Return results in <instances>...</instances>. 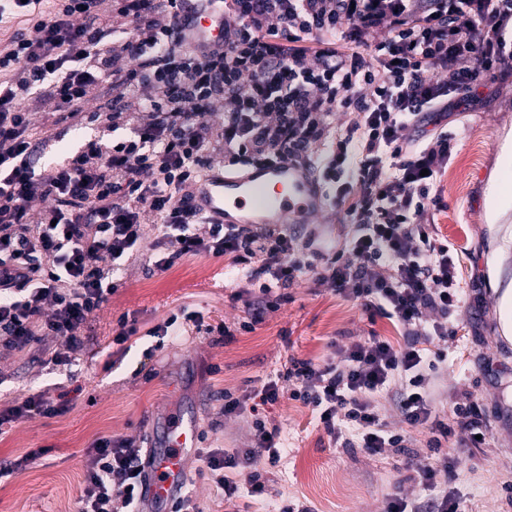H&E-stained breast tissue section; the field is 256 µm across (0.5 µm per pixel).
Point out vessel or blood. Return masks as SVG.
I'll list each match as a JSON object with an SVG mask.
<instances>
[{"label":"vessel or blood","mask_w":512,"mask_h":512,"mask_svg":"<svg viewBox=\"0 0 512 512\" xmlns=\"http://www.w3.org/2000/svg\"><path fill=\"white\" fill-rule=\"evenodd\" d=\"M197 205L220 224H312L330 206L329 195L307 166L291 161L251 167L241 174L210 170L196 185ZM195 420H177L163 432L160 449L145 462L142 498L173 512L185 486V462L197 447Z\"/></svg>","instance_id":"b4317fda"}]
</instances>
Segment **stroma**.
<instances>
[{
    "mask_svg": "<svg viewBox=\"0 0 512 512\" xmlns=\"http://www.w3.org/2000/svg\"><path fill=\"white\" fill-rule=\"evenodd\" d=\"M428 130L451 139L441 179L445 207L433 211L431 222L460 249L457 271L469 302L464 313L448 318L456 334L447 342L443 394L434 407L446 418L453 404L482 396L486 443L476 449L473 466L425 491L405 462H427V433L414 432L408 447L376 455L336 448L311 409L288 399L265 411L281 431L285 454L267 476L264 497L250 500L248 512H274L287 502L310 512H383L387 497L396 494L422 503L448 496L462 512H512V340L502 320V300L512 294V197L497 210L490 202L512 135V73L479 87L461 112ZM283 230L297 243L314 239L336 249L353 234L341 212L332 224H287ZM226 264L188 256L158 272L144 256H134L115 271L120 287L85 327L72 364H50L37 350L0 353V409L37 394L70 402L64 415H34L0 435V465L27 460L0 477V512H74L94 439L123 437L148 447L156 442L152 428L179 416L197 420L205 447L239 453L252 444L250 420L225 419V393L260 387L289 355L317 362L371 331L394 343L402 339L400 327L382 318L369 323L359 301L309 274L288 287L287 303L267 311L253 332L224 340L215 325L250 317L246 282L227 275ZM184 310L202 316L203 326L186 321L178 337L149 335V328ZM124 314L143 329L138 341L116 343Z\"/></svg>",
    "mask_w": 512,
    "mask_h": 512,
    "instance_id": "35a3bbf8",
    "label": "stroma"
}]
</instances>
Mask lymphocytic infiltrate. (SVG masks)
Masks as SVG:
<instances>
[{"instance_id": "lymphocytic-infiltrate-1", "label": "lymphocytic infiltrate", "mask_w": 512, "mask_h": 512, "mask_svg": "<svg viewBox=\"0 0 512 512\" xmlns=\"http://www.w3.org/2000/svg\"><path fill=\"white\" fill-rule=\"evenodd\" d=\"M179 8L0 0V347L50 338L52 363L68 365L118 288L114 267L140 251L160 272L188 256L229 257L258 286L257 312L275 306L273 288L312 272L359 300L368 321L400 326L402 343L372 332L337 358L292 357L260 388L226 394L225 418L251 414L254 446L240 457L197 449L205 474L225 504L263 495L283 446L261 409L289 398L312 407L333 444L372 455L406 447L415 430L433 448L461 439L454 459L419 467L432 488L470 463L485 423L479 397L453 405L449 422L433 410L440 343L464 299L456 247L428 222L451 145L423 128L512 72V0H224L211 44L190 39ZM86 124L100 135L60 152V130ZM319 147L321 178L355 227L344 250L318 247L309 260L288 235L213 223L194 201L212 167L305 163ZM398 378L397 430L377 397ZM68 409L32 395L1 409L0 426ZM87 456L77 512H140V446L101 437ZM242 465L253 469L246 491L230 475Z\"/></svg>"}]
</instances>
